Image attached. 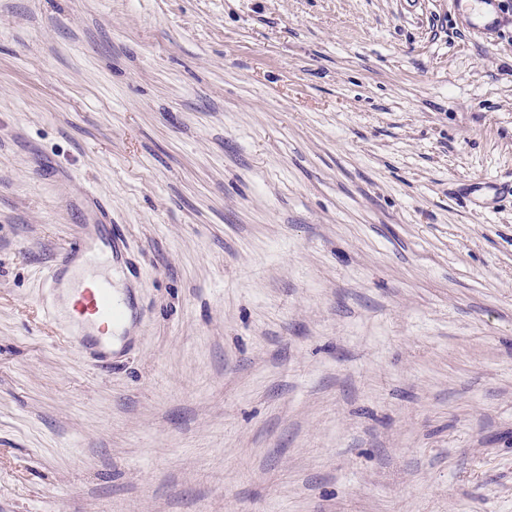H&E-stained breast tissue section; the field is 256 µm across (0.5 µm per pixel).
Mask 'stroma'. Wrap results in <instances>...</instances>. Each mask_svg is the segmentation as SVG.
Returning a JSON list of instances; mask_svg holds the SVG:
<instances>
[{"label":"stroma","instance_id":"1","mask_svg":"<svg viewBox=\"0 0 512 512\" xmlns=\"http://www.w3.org/2000/svg\"><path fill=\"white\" fill-rule=\"evenodd\" d=\"M0 0V512H512V0ZM125 225L112 360L50 255ZM495 0H455L459 11L470 15L475 28L489 31L499 22L495 10Z\"/></svg>","mask_w":512,"mask_h":512}]
</instances>
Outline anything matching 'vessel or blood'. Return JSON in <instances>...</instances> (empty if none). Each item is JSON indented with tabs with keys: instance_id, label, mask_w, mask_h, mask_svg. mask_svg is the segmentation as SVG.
<instances>
[{
	"instance_id": "b4317fda",
	"label": "vessel or blood",
	"mask_w": 512,
	"mask_h": 512,
	"mask_svg": "<svg viewBox=\"0 0 512 512\" xmlns=\"http://www.w3.org/2000/svg\"><path fill=\"white\" fill-rule=\"evenodd\" d=\"M459 11L470 15L475 28L488 31L499 22L494 0H455ZM86 202L93 204L100 219L94 233L77 238L54 256L46 285L59 287L61 275L73 264L91 265L99 261H112L125 236L121 225L112 222L99 195L89 194ZM76 300L71 315L72 326L84 329L85 335L77 341L80 351L90 349L107 354L112 343V331L121 327L128 315L127 303L114 294L109 280L94 282L76 289Z\"/></svg>"
}]
</instances>
